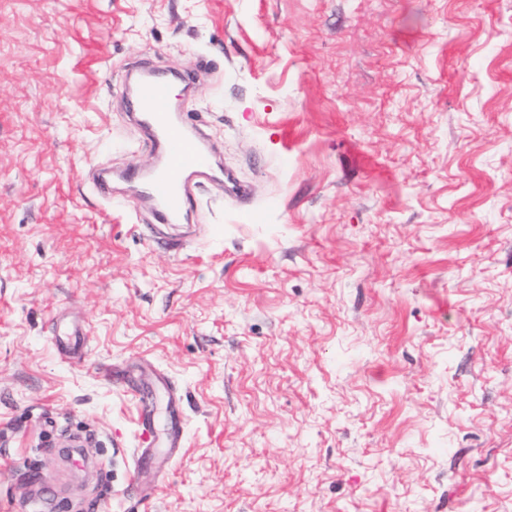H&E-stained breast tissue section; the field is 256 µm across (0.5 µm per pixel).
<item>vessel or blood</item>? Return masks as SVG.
<instances>
[{"instance_id": "b4317fda", "label": "vessel or blood", "mask_w": 512, "mask_h": 512, "mask_svg": "<svg viewBox=\"0 0 512 512\" xmlns=\"http://www.w3.org/2000/svg\"><path fill=\"white\" fill-rule=\"evenodd\" d=\"M133 110L159 157L157 169L130 174L160 223H178L193 199L190 181L212 165L209 152L188 132L169 90L166 76L140 74L133 91Z\"/></svg>"}]
</instances>
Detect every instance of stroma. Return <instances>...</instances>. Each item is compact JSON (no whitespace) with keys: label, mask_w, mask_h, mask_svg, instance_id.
I'll use <instances>...</instances> for the list:
<instances>
[{"label":"stroma","mask_w":512,"mask_h":512,"mask_svg":"<svg viewBox=\"0 0 512 512\" xmlns=\"http://www.w3.org/2000/svg\"><path fill=\"white\" fill-rule=\"evenodd\" d=\"M132 70L221 158L178 224L90 187ZM0 512H512V0H0ZM79 331L77 329L68 330L66 332H57L52 336L54 343L63 359H75L78 354Z\"/></svg>","instance_id":"stroma-1"}]
</instances>
